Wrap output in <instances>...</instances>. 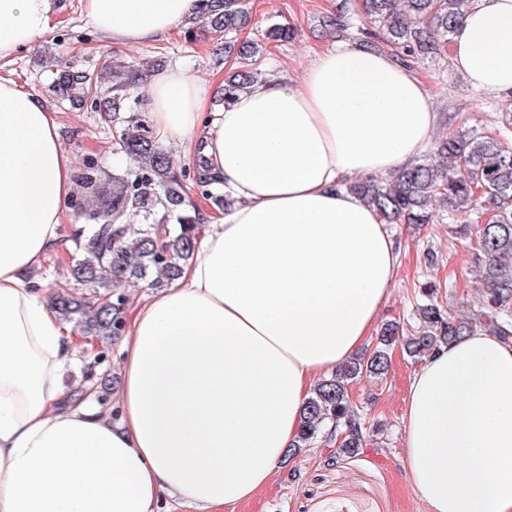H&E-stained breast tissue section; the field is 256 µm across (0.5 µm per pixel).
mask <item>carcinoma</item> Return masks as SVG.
<instances>
[{
  "label": "carcinoma",
  "mask_w": 512,
  "mask_h": 512,
  "mask_svg": "<svg viewBox=\"0 0 512 512\" xmlns=\"http://www.w3.org/2000/svg\"><path fill=\"white\" fill-rule=\"evenodd\" d=\"M470 3L362 0L365 23L358 25L352 14L355 5L339 0L324 27L338 39L353 38L370 46L381 40L402 62L418 64L448 55L456 25ZM199 16L210 33L224 39V55L236 53L241 59V66L224 79L219 102L229 105L262 80V45L236 38L250 23L246 0H202ZM142 82L137 67L110 56L92 73L61 61L54 78L60 98L98 113L112 130L115 152L127 158L125 166L110 171L98 157L87 155L76 171L79 192L69 206L75 218L90 225L71 268V278L82 291L60 289L51 301L62 320L100 339L123 334L126 289L165 288L192 256L201 213L188 190L217 209L232 203L215 180L201 174L198 164L180 162L158 142L139 97L133 96ZM348 190L387 224H433L434 203L440 200L460 215L481 211L486 221L473 227L481 306L470 317L453 315L438 300L439 285L421 283L414 328L393 320L383 323L372 348L337 366L313 389L303 429L288 449L290 458L314 447L318 438H328L323 432L328 422L342 438L332 457L359 454L368 435L350 404L349 384L385 374L395 347L415 360L474 332L512 340V147L503 142L501 132L450 133L435 141L429 157L405 166L392 179L350 183ZM172 218L175 224L160 239L158 225Z\"/></svg>",
  "instance_id": "1"
}]
</instances>
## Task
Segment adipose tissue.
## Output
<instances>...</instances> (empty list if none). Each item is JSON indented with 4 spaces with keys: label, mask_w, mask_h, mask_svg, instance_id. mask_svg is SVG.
<instances>
[{
    "label": "adipose tissue",
    "mask_w": 512,
    "mask_h": 512,
    "mask_svg": "<svg viewBox=\"0 0 512 512\" xmlns=\"http://www.w3.org/2000/svg\"><path fill=\"white\" fill-rule=\"evenodd\" d=\"M113 44L171 34L200 0H83ZM53 0H0V59L53 28ZM452 61L512 91V0H473ZM160 142L223 178L179 277L142 297L119 341L117 406L75 373L80 338L31 275L61 248L74 157L56 115L0 77V512H235L278 475L322 376L355 355L392 295L402 248L347 183L426 151L439 116L422 80L342 43L301 76L218 112L182 68L152 72ZM403 469L428 512H512V344L476 333L413 373Z\"/></svg>",
    "instance_id": "1"
}]
</instances>
